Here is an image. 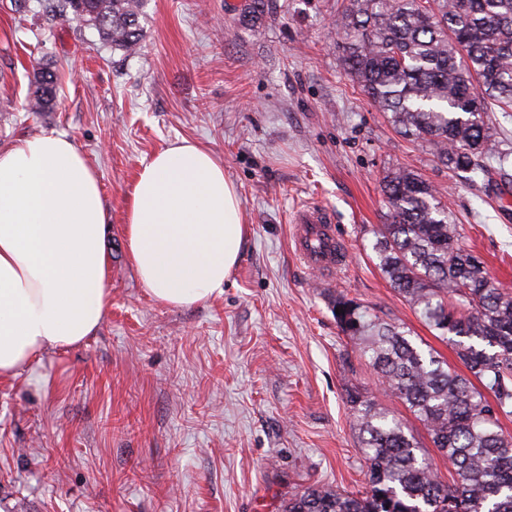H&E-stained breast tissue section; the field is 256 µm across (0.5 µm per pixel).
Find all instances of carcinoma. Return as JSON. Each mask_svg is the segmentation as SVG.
I'll return each instance as SVG.
<instances>
[{
    "instance_id": "cac0c4a2",
    "label": "carcinoma",
    "mask_w": 512,
    "mask_h": 512,
    "mask_svg": "<svg viewBox=\"0 0 512 512\" xmlns=\"http://www.w3.org/2000/svg\"><path fill=\"white\" fill-rule=\"evenodd\" d=\"M146 0H57L59 15L94 29L102 44L143 48ZM349 74L403 134L465 182L497 172L499 150L488 106L512 112V0H350L338 18ZM57 76L35 75L29 110L52 108ZM387 223L373 231L376 266L390 288L439 337L451 342L467 378L405 327L387 323L354 298L332 308L341 331L448 461L451 480L417 454L413 432L362 391H346L368 476L360 493L305 488L285 512H512V290L459 244V225L438 191L412 168L385 173ZM481 383L476 387L471 379Z\"/></svg>"
}]
</instances>
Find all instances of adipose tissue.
Listing matches in <instances>:
<instances>
[{"instance_id": "ef3b65f1", "label": "adipose tissue", "mask_w": 512, "mask_h": 512, "mask_svg": "<svg viewBox=\"0 0 512 512\" xmlns=\"http://www.w3.org/2000/svg\"><path fill=\"white\" fill-rule=\"evenodd\" d=\"M109 229L98 178L65 135L0 147L1 379L95 333ZM123 233L143 287L181 308L223 293L248 226L223 161L184 139L143 161Z\"/></svg>"}]
</instances>
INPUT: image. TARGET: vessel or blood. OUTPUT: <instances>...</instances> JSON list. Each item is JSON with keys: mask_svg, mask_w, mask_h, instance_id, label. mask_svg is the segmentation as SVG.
<instances>
[{"mask_svg": "<svg viewBox=\"0 0 512 512\" xmlns=\"http://www.w3.org/2000/svg\"><path fill=\"white\" fill-rule=\"evenodd\" d=\"M293 244L302 261L324 276L336 270V234L334 217L327 209L313 204L298 206L292 215Z\"/></svg>", "mask_w": 512, "mask_h": 512, "instance_id": "1", "label": "vessel or blood"}]
</instances>
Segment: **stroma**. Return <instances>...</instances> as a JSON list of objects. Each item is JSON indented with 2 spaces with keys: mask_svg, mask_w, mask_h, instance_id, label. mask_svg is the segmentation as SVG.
I'll use <instances>...</instances> for the list:
<instances>
[{
  "mask_svg": "<svg viewBox=\"0 0 512 512\" xmlns=\"http://www.w3.org/2000/svg\"><path fill=\"white\" fill-rule=\"evenodd\" d=\"M147 0L142 51L103 46L46 0H0V146L66 135L95 171L110 216L104 318L83 343L0 380V512H283L311 484L366 482L345 393L424 427L379 392L330 299L344 293L402 324L452 367L454 350L375 266L385 171L418 169L474 250L512 288V193L463 182L400 136L344 66L349 0ZM57 101L25 102L41 69ZM186 138L224 161L249 235L222 294L187 308L153 298L126 255L123 215L142 161ZM335 215L341 263L309 271L291 249L293 208Z\"/></svg>",
  "mask_w": 512,
  "mask_h": 512,
  "instance_id": "1",
  "label": "stroma"
}]
</instances>
